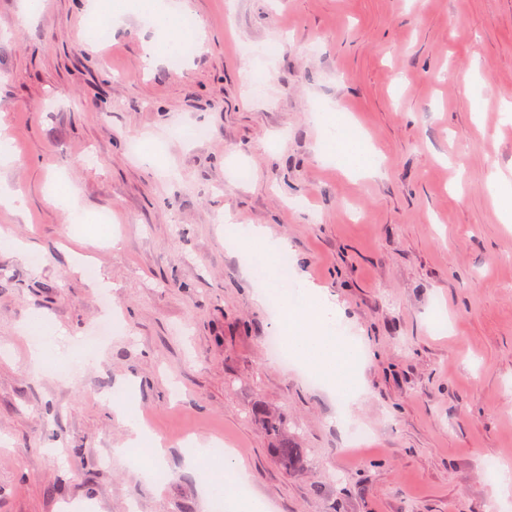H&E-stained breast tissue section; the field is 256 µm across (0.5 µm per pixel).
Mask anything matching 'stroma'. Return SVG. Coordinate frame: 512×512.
Here are the masks:
<instances>
[{
    "instance_id": "stroma-1",
    "label": "stroma",
    "mask_w": 512,
    "mask_h": 512,
    "mask_svg": "<svg viewBox=\"0 0 512 512\" xmlns=\"http://www.w3.org/2000/svg\"><path fill=\"white\" fill-rule=\"evenodd\" d=\"M85 2L0 0V189L25 202L0 230L41 259L0 248V512H212L187 434L236 449L269 512H512L487 470L512 476V223L493 185L512 176V0H180L196 44L147 70L153 30L129 15L87 41ZM332 110L372 174L323 156ZM148 138L170 176L139 164ZM60 176L111 239L49 196ZM250 224L360 339L354 398L267 349L275 310L229 244ZM37 313L57 336L24 335ZM116 388L167 480L114 456L132 437ZM260 411L287 415L305 466L280 463Z\"/></svg>"
}]
</instances>
